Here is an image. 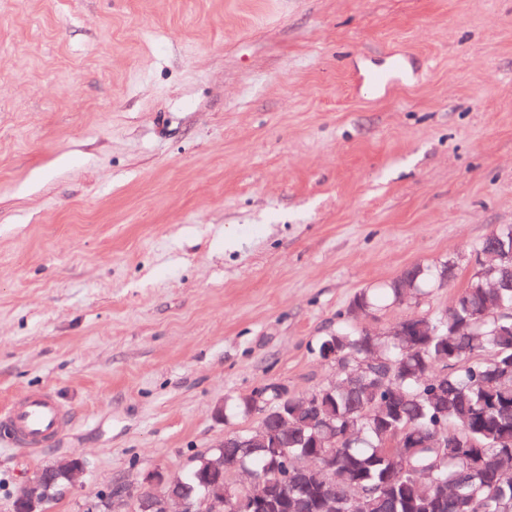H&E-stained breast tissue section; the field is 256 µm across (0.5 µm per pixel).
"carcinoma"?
<instances>
[{
  "instance_id": "obj_1",
  "label": "carcinoma",
  "mask_w": 512,
  "mask_h": 512,
  "mask_svg": "<svg viewBox=\"0 0 512 512\" xmlns=\"http://www.w3.org/2000/svg\"><path fill=\"white\" fill-rule=\"evenodd\" d=\"M512 248V225L483 242L476 271L445 312L418 311L421 335H376L356 320L374 315L381 301L417 305L428 288L455 280L458 266L416 264L386 287L358 294L347 319L323 337L336 345V385L295 396L277 386L224 404V415L282 412L288 432L267 443L224 449V473L243 463L273 488L286 487L278 507L256 512H512V257H486L488 246ZM398 364L390 377L360 381L359 362ZM445 436L452 456L432 470L431 448L412 433ZM204 455L190 459L186 482L212 478ZM314 459L320 466L299 469Z\"/></svg>"
}]
</instances>
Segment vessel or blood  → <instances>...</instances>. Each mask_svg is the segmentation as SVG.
<instances>
[{
	"label": "vessel or blood",
	"instance_id": "1",
	"mask_svg": "<svg viewBox=\"0 0 512 512\" xmlns=\"http://www.w3.org/2000/svg\"><path fill=\"white\" fill-rule=\"evenodd\" d=\"M406 75L405 55H395L385 71L366 72L362 80L373 90L393 85ZM65 413L56 394L48 389L29 392L0 413V424L7 426L15 444L36 450L45 439L58 435Z\"/></svg>",
	"mask_w": 512,
	"mask_h": 512
}]
</instances>
